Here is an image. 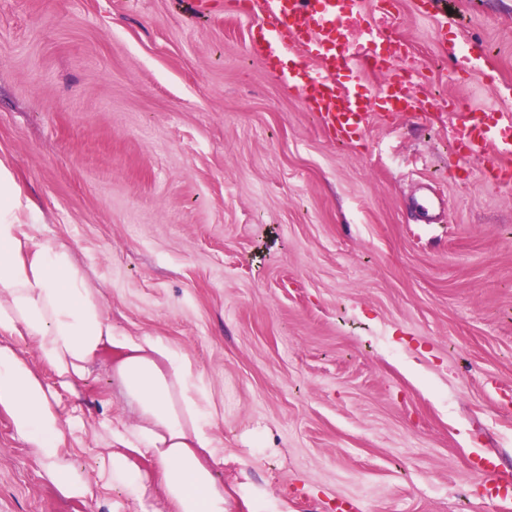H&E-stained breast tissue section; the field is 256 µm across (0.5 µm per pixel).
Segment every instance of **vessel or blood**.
<instances>
[{
    "mask_svg": "<svg viewBox=\"0 0 512 512\" xmlns=\"http://www.w3.org/2000/svg\"><path fill=\"white\" fill-rule=\"evenodd\" d=\"M239 11L252 16L260 33L253 42L254 55L278 59L279 79L305 97L329 135L343 142L363 136L373 112H406L418 109L419 101L406 90L388 87L368 95L346 90L342 73L363 72V57L348 39L336 32L345 17H360L362 0H240ZM318 62L306 69L304 60ZM458 153L466 159L493 146L498 162L485 167L488 183L512 185V113L467 112L452 137ZM472 469L485 476L490 501H512V472L498 469L493 460L480 455L471 459Z\"/></svg>",
    "mask_w": 512,
    "mask_h": 512,
    "instance_id": "1",
    "label": "vessel or blood"
}]
</instances>
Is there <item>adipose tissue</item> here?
<instances>
[{
	"label": "adipose tissue",
	"mask_w": 512,
	"mask_h": 512,
	"mask_svg": "<svg viewBox=\"0 0 512 512\" xmlns=\"http://www.w3.org/2000/svg\"><path fill=\"white\" fill-rule=\"evenodd\" d=\"M15 199L13 176L0 165V412L63 497L115 490L112 512H226L224 440L188 358L160 337L114 328L71 247L20 223ZM108 349L117 353L112 375L135 418L102 421L109 446L91 477L66 451L78 418L55 391H76ZM145 457L153 470L141 466Z\"/></svg>",
	"instance_id": "obj_1"
}]
</instances>
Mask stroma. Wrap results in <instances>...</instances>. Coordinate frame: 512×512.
Listing matches in <instances>:
<instances>
[{
  "instance_id": "obj_1",
  "label": "stroma",
  "mask_w": 512,
  "mask_h": 512,
  "mask_svg": "<svg viewBox=\"0 0 512 512\" xmlns=\"http://www.w3.org/2000/svg\"><path fill=\"white\" fill-rule=\"evenodd\" d=\"M226 0H0V163L16 211L68 242L119 331L185 354L224 439L228 512H512L469 467L512 468V187L465 160L449 98L512 110V0L367 7L424 105L343 145L249 54ZM482 59L469 76L458 61ZM443 200L433 222L416 207ZM69 451L133 417L112 353ZM66 499L0 413V512Z\"/></svg>"
}]
</instances>
